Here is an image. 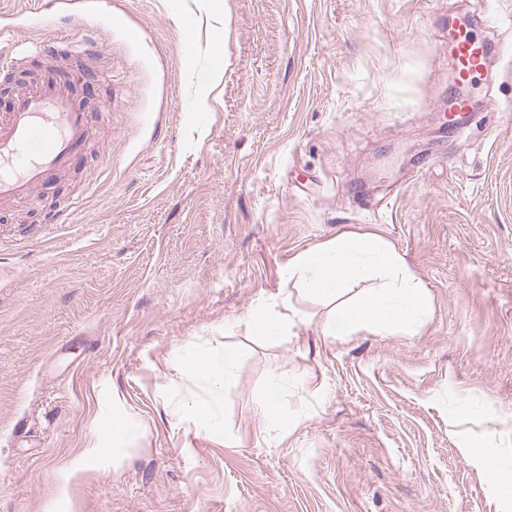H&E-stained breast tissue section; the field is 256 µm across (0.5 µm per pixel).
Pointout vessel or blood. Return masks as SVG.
<instances>
[{"label": "vessel or blood", "mask_w": 512, "mask_h": 512, "mask_svg": "<svg viewBox=\"0 0 512 512\" xmlns=\"http://www.w3.org/2000/svg\"><path fill=\"white\" fill-rule=\"evenodd\" d=\"M98 0H28L25 7L0 13V28L15 31L30 21L48 18L61 24L60 47L69 54L85 53L83 36L87 16ZM499 44L479 37L468 26L454 30L450 54L456 85L472 84L483 76ZM94 134L91 108L81 85L48 73L39 82L15 94L7 112L0 114V204L9 205L47 188L77 166Z\"/></svg>", "instance_id": "1"}]
</instances>
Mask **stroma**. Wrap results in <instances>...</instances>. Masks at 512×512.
I'll list each match as a JSON object with an SVG mask.
<instances>
[{"label": "stroma", "mask_w": 512, "mask_h": 512, "mask_svg": "<svg viewBox=\"0 0 512 512\" xmlns=\"http://www.w3.org/2000/svg\"><path fill=\"white\" fill-rule=\"evenodd\" d=\"M468 17L503 54L454 133L439 31ZM87 28L113 112L68 175L0 209V512H512L474 454L512 480V0H112ZM58 35L0 34V87L45 72L25 47ZM344 233L427 289L416 332L325 337L329 304L296 292L293 335L260 336L251 307ZM227 347L233 386L191 374ZM274 371L302 410L281 435L258 414ZM190 397L217 425L178 418ZM117 402L135 446L71 474Z\"/></svg>", "instance_id": "obj_1"}]
</instances>
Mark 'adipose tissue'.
<instances>
[{
	"mask_svg": "<svg viewBox=\"0 0 512 512\" xmlns=\"http://www.w3.org/2000/svg\"><path fill=\"white\" fill-rule=\"evenodd\" d=\"M375 277L376 286L349 294L353 284ZM286 279L296 280L302 293L332 300L323 336L344 338L361 332L413 333L430 308V297L419 281L404 269L403 262L382 239L343 235L319 249L306 252L289 264ZM248 318L265 337L291 335L301 316L292 308L287 290H279L250 311ZM193 373L217 387L236 382L237 352L221 355L201 352L191 359ZM265 432L284 433L300 420L299 411L288 407V379L271 373L258 403ZM132 420L122 408L112 411L111 440L95 439L85 450L87 460L99 469L112 468L115 450L133 441Z\"/></svg>",
	"mask_w": 512,
	"mask_h": 512,
	"instance_id": "ef3b65f1",
	"label": "adipose tissue"
}]
</instances>
